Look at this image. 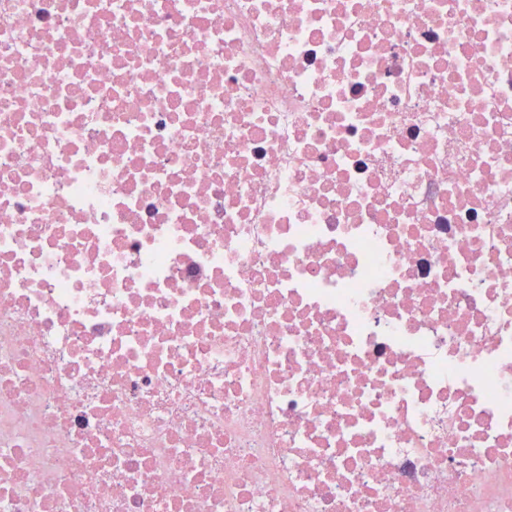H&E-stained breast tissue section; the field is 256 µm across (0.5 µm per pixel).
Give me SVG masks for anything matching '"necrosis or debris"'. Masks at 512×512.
<instances>
[{"label":"necrosis or debris","mask_w":512,"mask_h":512,"mask_svg":"<svg viewBox=\"0 0 512 512\" xmlns=\"http://www.w3.org/2000/svg\"><path fill=\"white\" fill-rule=\"evenodd\" d=\"M0 512H512V0H0Z\"/></svg>","instance_id":"necrosis-or-debris-1"}]
</instances>
